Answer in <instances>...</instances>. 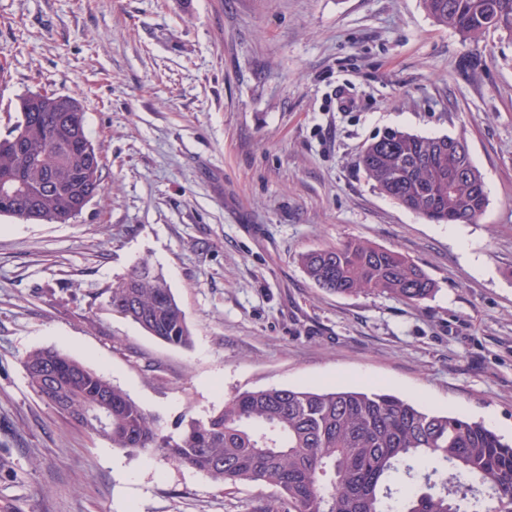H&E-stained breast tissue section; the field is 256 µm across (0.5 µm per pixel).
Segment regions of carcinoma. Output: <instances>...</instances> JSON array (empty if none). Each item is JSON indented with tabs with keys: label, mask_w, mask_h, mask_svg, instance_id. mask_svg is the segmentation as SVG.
<instances>
[{
	"label": "carcinoma",
	"mask_w": 512,
	"mask_h": 512,
	"mask_svg": "<svg viewBox=\"0 0 512 512\" xmlns=\"http://www.w3.org/2000/svg\"><path fill=\"white\" fill-rule=\"evenodd\" d=\"M433 22L464 38L491 29L512 36V0H422ZM70 96L30 93L0 138V216L68 224L102 189L101 157L85 112ZM463 137L390 129L362 150L374 188L426 220L474 224L488 196ZM307 277L338 295H390L417 305L435 282L399 252L351 240L301 256ZM112 310L176 347L191 342L185 314L162 273L136 264L109 296ZM75 378L56 386L43 367ZM29 384L57 413L115 448L159 452L212 479L280 490L255 512H512V440L467 421L379 391H243L205 419L163 432L124 389L55 349L24 359ZM112 412L101 417V403Z\"/></svg>",
	"instance_id": "carcinoma-1"
}]
</instances>
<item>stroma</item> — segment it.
Masks as SVG:
<instances>
[{
    "mask_svg": "<svg viewBox=\"0 0 512 512\" xmlns=\"http://www.w3.org/2000/svg\"><path fill=\"white\" fill-rule=\"evenodd\" d=\"M38 91L82 104L104 191L68 224L0 218V512H251L277 495L89 437L30 389L40 348L172 435L241 391L372 385L512 437L511 38L463 40L421 0H0L1 137ZM391 128L464 135L477 223L373 187L359 156ZM351 239L413 260L435 296L308 279L302 253ZM141 261L189 348L113 312Z\"/></svg>",
    "mask_w": 512,
    "mask_h": 512,
    "instance_id": "35a3bbf8",
    "label": "stroma"
}]
</instances>
